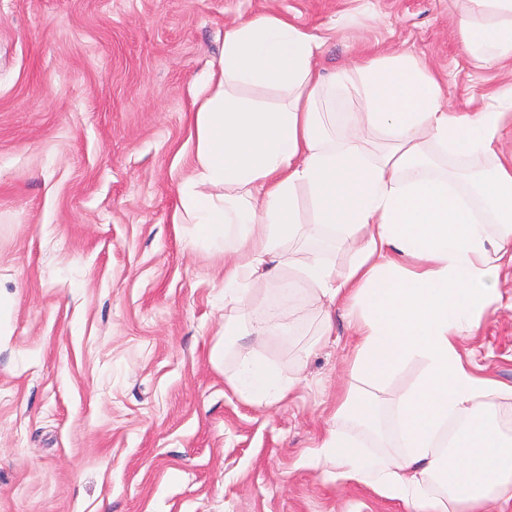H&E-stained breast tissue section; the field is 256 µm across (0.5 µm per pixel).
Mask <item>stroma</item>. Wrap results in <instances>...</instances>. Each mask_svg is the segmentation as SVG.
Masks as SVG:
<instances>
[{
	"label": "stroma",
	"mask_w": 512,
	"mask_h": 512,
	"mask_svg": "<svg viewBox=\"0 0 512 512\" xmlns=\"http://www.w3.org/2000/svg\"><path fill=\"white\" fill-rule=\"evenodd\" d=\"M470 0H0V512H406L333 478L314 455L349 388L348 308L304 290L287 336L246 335L277 297L224 301V254L172 220L195 151L192 94L224 31L262 15L321 36L325 82L407 54L455 112L495 108L512 84L473 61L457 22ZM282 248L295 278L324 231L300 201ZM457 351L512 387V266ZM232 322L239 335L225 337ZM225 342L223 367L208 353ZM258 352L293 393L245 403L224 382ZM412 363L371 386L370 454L396 456V396Z\"/></svg>",
	"instance_id": "1"
}]
</instances>
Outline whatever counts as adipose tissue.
Here are the masks:
<instances>
[{"instance_id":"obj_1","label":"adipose tissue","mask_w":512,"mask_h":512,"mask_svg":"<svg viewBox=\"0 0 512 512\" xmlns=\"http://www.w3.org/2000/svg\"><path fill=\"white\" fill-rule=\"evenodd\" d=\"M472 3L494 30L487 42L471 41V22L462 18L470 54L484 65L512 60V0ZM322 46L321 37L278 16L225 29L207 94L191 106L196 150L179 221L209 247L237 233L241 248L224 269V300L245 307L254 283L276 277L280 249L301 228L299 196L307 194L314 223L352 242L355 257L339 274L312 255L297 284L282 285V306L301 284L328 304H348L358 336L352 370L368 383L420 366L394 401L399 459L363 454L358 436L340 431L324 439L320 454L335 477L399 499L408 512H512V443L486 402L501 387L471 371L456 349L493 303L502 264L512 263V159H496L471 184L468 202L427 162L436 151L494 156L500 115L448 111L428 68L394 55L339 77L362 107L343 118L341 131L329 130L318 109ZM245 86L272 89L279 101L243 97ZM358 124L379 134L374 151L359 144ZM225 381L260 405L284 400L294 387L252 352L240 354ZM451 422L450 448L439 452Z\"/></svg>"}]
</instances>
